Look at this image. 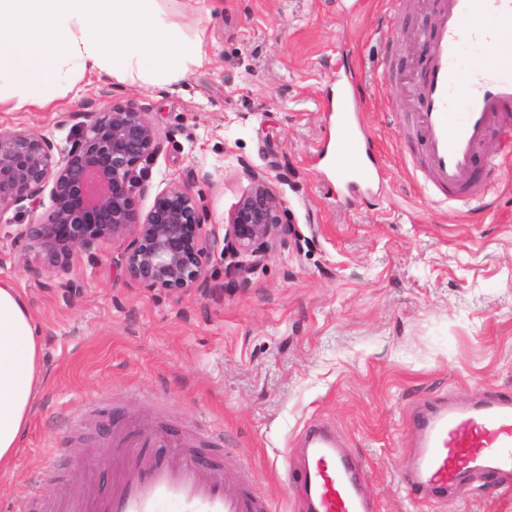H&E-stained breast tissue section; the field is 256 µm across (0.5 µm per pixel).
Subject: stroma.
I'll use <instances>...</instances> for the list:
<instances>
[{"label":"stroma","mask_w":512,"mask_h":512,"mask_svg":"<svg viewBox=\"0 0 512 512\" xmlns=\"http://www.w3.org/2000/svg\"><path fill=\"white\" fill-rule=\"evenodd\" d=\"M432 3L162 0L188 37L202 36L203 66L163 85L86 77L51 109L0 110V128L61 149L82 111L149 113L164 150L135 197L139 213L186 181L223 230L249 189L248 164L277 168L279 221L300 230L244 287L212 255L217 301L143 287L109 244L70 259L66 278L42 273L20 236L32 217L0 213V277L25 295L44 341L43 389L14 468L0 471V512L25 494L55 500L62 482L76 490L92 478L105 492L117 430L131 440L161 423L180 441L223 429L274 512H304L281 452L311 423L361 460L375 512H512V491L481 479L460 497L417 499L403 477L414 407L512 393V161L490 139L475 161L489 186L482 202L435 203L415 176V63ZM348 77L381 173L358 196L337 192L317 158ZM51 456L65 463L61 481L33 484Z\"/></svg>","instance_id":"stroma-1"}]
</instances>
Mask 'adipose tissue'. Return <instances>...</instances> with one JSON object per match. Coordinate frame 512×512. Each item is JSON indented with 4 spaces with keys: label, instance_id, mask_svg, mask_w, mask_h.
Masks as SVG:
<instances>
[{
    "label": "adipose tissue",
    "instance_id": "1",
    "mask_svg": "<svg viewBox=\"0 0 512 512\" xmlns=\"http://www.w3.org/2000/svg\"><path fill=\"white\" fill-rule=\"evenodd\" d=\"M159 0H0V103L40 108L74 98L77 81L137 75L162 82L203 65ZM43 344L25 297L0 279V470L10 469L42 389Z\"/></svg>",
    "mask_w": 512,
    "mask_h": 512
}]
</instances>
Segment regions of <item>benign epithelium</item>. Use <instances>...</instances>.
<instances>
[{"label":"benign epithelium","mask_w":512,"mask_h":512,"mask_svg":"<svg viewBox=\"0 0 512 512\" xmlns=\"http://www.w3.org/2000/svg\"><path fill=\"white\" fill-rule=\"evenodd\" d=\"M55 149L43 135L0 129V213L33 211L49 192L47 219L26 225L22 235L50 273L65 274L64 258L112 243L122 248L125 275L142 286L206 296L218 292L206 270L212 254L220 252L226 273L246 285L276 242L294 232L278 220L273 177L247 166L250 189L222 236L206 229L203 208L185 182L168 185L140 215L134 199L163 146L149 113L133 107L84 113L69 148Z\"/></svg>","instance_id":"1"}]
</instances>
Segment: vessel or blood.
<instances>
[{
    "label": "vessel or blood",
    "mask_w": 512,
    "mask_h": 512,
    "mask_svg": "<svg viewBox=\"0 0 512 512\" xmlns=\"http://www.w3.org/2000/svg\"><path fill=\"white\" fill-rule=\"evenodd\" d=\"M470 42H463L461 31ZM512 39V0H443L435 13L429 51L415 88L423 165L421 185L443 201L482 200L488 185L472 176L473 160L491 130L512 152V55L499 52ZM347 86L336 91L337 190L368 185L380 173L365 152L361 130L349 116ZM418 435L405 476L416 497L463 489L469 478L498 484L512 480V397L477 398L465 405L440 400L415 407ZM149 434L113 464L112 485L103 504L87 510L63 490L69 512H271L254 488L249 470L228 472L222 462L204 466L189 445L153 453ZM303 458L289 481L303 493L306 512H372L363 488L360 461L347 453L334 432L308 426L301 435Z\"/></svg>",
    "instance_id": "vessel-or-blood-1"
}]
</instances>
